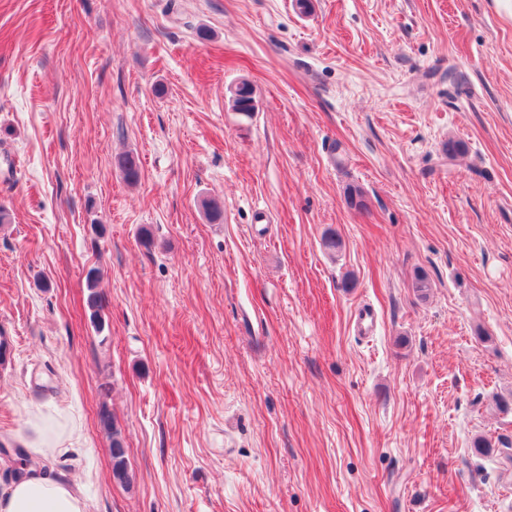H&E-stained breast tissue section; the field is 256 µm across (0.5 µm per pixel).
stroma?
I'll return each mask as SVG.
<instances>
[{"instance_id": "obj_1", "label": "stroma", "mask_w": 512, "mask_h": 512, "mask_svg": "<svg viewBox=\"0 0 512 512\" xmlns=\"http://www.w3.org/2000/svg\"><path fill=\"white\" fill-rule=\"evenodd\" d=\"M311 4L0 0V489L49 411L86 512H512V11ZM232 109L242 115L250 116L255 112V90L246 80L238 82L234 89H231ZM98 282V269H89L85 275V283L88 290L87 306L90 311L89 320L96 329L100 330L104 323V317L102 315L103 299L99 292L96 290V288H98ZM98 419L100 425L112 434V448L111 457L113 467L112 470H124L128 468L126 451L124 442L121 434V430L118 428L110 410L107 406H101L98 412Z\"/></svg>"}]
</instances>
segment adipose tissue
<instances>
[{
    "instance_id": "ef3b65f1",
    "label": "adipose tissue",
    "mask_w": 512,
    "mask_h": 512,
    "mask_svg": "<svg viewBox=\"0 0 512 512\" xmlns=\"http://www.w3.org/2000/svg\"><path fill=\"white\" fill-rule=\"evenodd\" d=\"M63 426L53 416L36 414L27 422L17 442L30 458L46 456L63 437ZM0 512H85L78 490L68 481L51 477L33 468H24L0 491Z\"/></svg>"
}]
</instances>
